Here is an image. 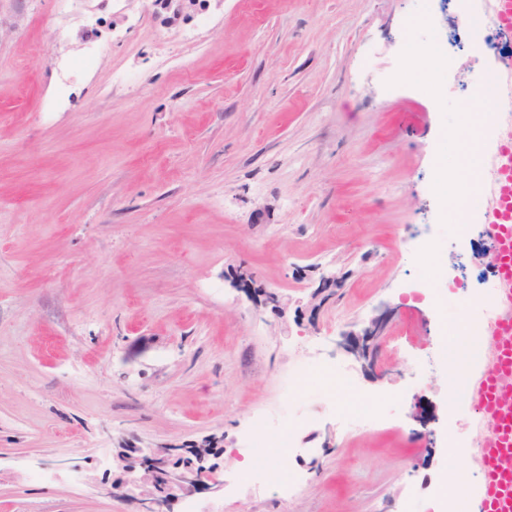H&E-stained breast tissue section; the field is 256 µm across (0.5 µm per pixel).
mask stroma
<instances>
[{
  "instance_id": "1",
  "label": "stroma",
  "mask_w": 512,
  "mask_h": 512,
  "mask_svg": "<svg viewBox=\"0 0 512 512\" xmlns=\"http://www.w3.org/2000/svg\"><path fill=\"white\" fill-rule=\"evenodd\" d=\"M425 8L0 0V512H137L123 456L212 440L223 490L174 512H436L454 468L433 358L463 320L400 238L437 220L435 167L469 179L474 142L452 132L496 64L458 51L455 91L432 101L386 86L402 55L462 41L450 9L406 28ZM439 247L483 296L482 245L445 229ZM324 271L341 286L314 328ZM375 320L367 370L336 342ZM329 356L354 371L343 403L370 393L380 421L324 409L295 448H251L258 420L321 401L319 378L289 373ZM256 455L301 475L295 491L246 481Z\"/></svg>"
}]
</instances>
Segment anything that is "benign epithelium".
Listing matches in <instances>:
<instances>
[{
    "mask_svg": "<svg viewBox=\"0 0 512 512\" xmlns=\"http://www.w3.org/2000/svg\"><path fill=\"white\" fill-rule=\"evenodd\" d=\"M380 325L373 321L361 332H343L337 346L344 349L357 361L367 360L370 343L379 339ZM199 464L177 465L173 461L175 449L167 446L153 448L149 454L125 465V472L132 475L129 483H145L152 491L140 500L141 512H168L171 501L185 499L199 493L201 486L209 484L218 489L223 482L216 477V470L203 465L204 460L222 453L219 442L211 441L201 448L194 449Z\"/></svg>",
    "mask_w": 512,
    "mask_h": 512,
    "instance_id": "1",
    "label": "benign epithelium"
}]
</instances>
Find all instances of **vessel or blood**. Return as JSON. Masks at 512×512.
<instances>
[{
    "mask_svg": "<svg viewBox=\"0 0 512 512\" xmlns=\"http://www.w3.org/2000/svg\"><path fill=\"white\" fill-rule=\"evenodd\" d=\"M498 193L499 219L490 225L502 313L488 330L494 357L473 379L469 400L490 431L480 450L481 493L468 501V512H512V146L503 160Z\"/></svg>",
    "mask_w": 512,
    "mask_h": 512,
    "instance_id": "vessel-or-blood-1",
    "label": "vessel or blood"
}]
</instances>
